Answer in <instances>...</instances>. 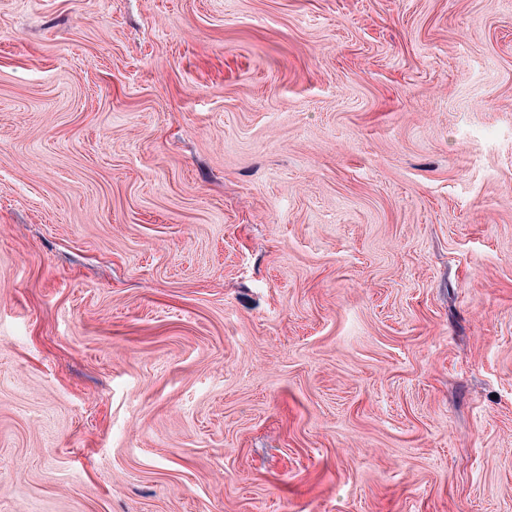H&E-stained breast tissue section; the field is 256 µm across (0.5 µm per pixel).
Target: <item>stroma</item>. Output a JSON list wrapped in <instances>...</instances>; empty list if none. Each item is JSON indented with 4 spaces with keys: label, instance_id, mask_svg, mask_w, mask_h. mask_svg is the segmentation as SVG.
Instances as JSON below:
<instances>
[{
    "label": "stroma",
    "instance_id": "35a3bbf8",
    "mask_svg": "<svg viewBox=\"0 0 512 512\" xmlns=\"http://www.w3.org/2000/svg\"><path fill=\"white\" fill-rule=\"evenodd\" d=\"M0 512H512V0H0Z\"/></svg>",
    "mask_w": 512,
    "mask_h": 512
}]
</instances>
